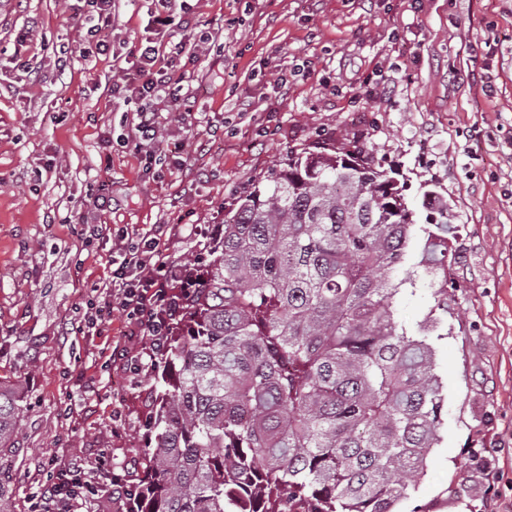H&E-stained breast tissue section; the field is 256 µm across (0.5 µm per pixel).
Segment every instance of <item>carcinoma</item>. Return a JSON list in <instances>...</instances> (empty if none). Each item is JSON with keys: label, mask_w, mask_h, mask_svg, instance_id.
Instances as JSON below:
<instances>
[{"label": "carcinoma", "mask_w": 512, "mask_h": 512, "mask_svg": "<svg viewBox=\"0 0 512 512\" xmlns=\"http://www.w3.org/2000/svg\"><path fill=\"white\" fill-rule=\"evenodd\" d=\"M361 146L292 150L190 268L149 379L147 466L125 512H396L441 441L448 205ZM433 305L411 328L396 304ZM21 406L0 385V512Z\"/></svg>", "instance_id": "obj_1"}]
</instances>
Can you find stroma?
Instances as JSON below:
<instances>
[{"mask_svg":"<svg viewBox=\"0 0 512 512\" xmlns=\"http://www.w3.org/2000/svg\"><path fill=\"white\" fill-rule=\"evenodd\" d=\"M156 7L118 0L113 54L83 58L84 0H0V382L22 407L11 512H37L59 465L86 472L81 512H124L112 482L144 462L152 350L120 309L97 313L114 261L153 235L188 264L253 181L315 141L360 142L401 166L414 209L432 189L452 216L443 439L401 512H512V0H173L159 33ZM187 19L214 43L187 47L192 111L158 118L182 151L149 164L125 142L137 105L112 82L141 39L167 44ZM62 42L77 55L59 75ZM102 182L109 202L85 223Z\"/></svg>","mask_w":512,"mask_h":512,"instance_id":"1","label":"stroma"}]
</instances>
